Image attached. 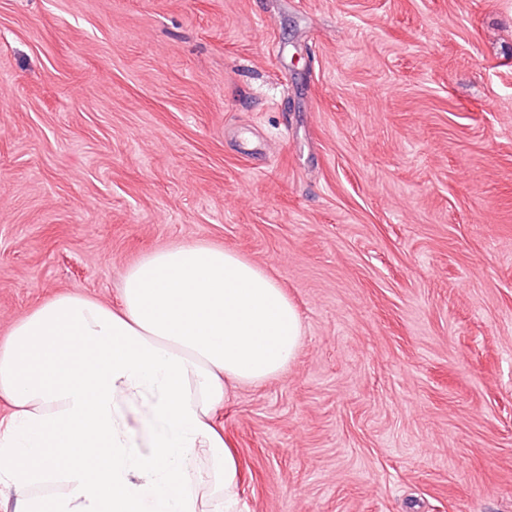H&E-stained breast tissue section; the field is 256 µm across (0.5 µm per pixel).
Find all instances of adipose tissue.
<instances>
[{"label": "adipose tissue", "mask_w": 512, "mask_h": 512, "mask_svg": "<svg viewBox=\"0 0 512 512\" xmlns=\"http://www.w3.org/2000/svg\"><path fill=\"white\" fill-rule=\"evenodd\" d=\"M301 336L282 288L215 246L151 252L115 308L54 295L0 339V489L14 512H236L215 411L229 384L285 370Z\"/></svg>", "instance_id": "adipose-tissue-1"}]
</instances>
